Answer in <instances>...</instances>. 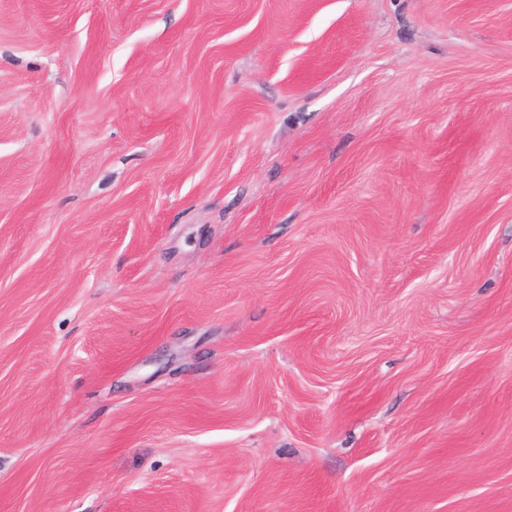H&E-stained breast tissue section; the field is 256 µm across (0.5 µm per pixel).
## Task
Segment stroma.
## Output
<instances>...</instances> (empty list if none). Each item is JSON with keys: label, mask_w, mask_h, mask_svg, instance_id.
<instances>
[{"label": "stroma", "mask_w": 512, "mask_h": 512, "mask_svg": "<svg viewBox=\"0 0 512 512\" xmlns=\"http://www.w3.org/2000/svg\"><path fill=\"white\" fill-rule=\"evenodd\" d=\"M0 512H512V0H0Z\"/></svg>", "instance_id": "1"}]
</instances>
